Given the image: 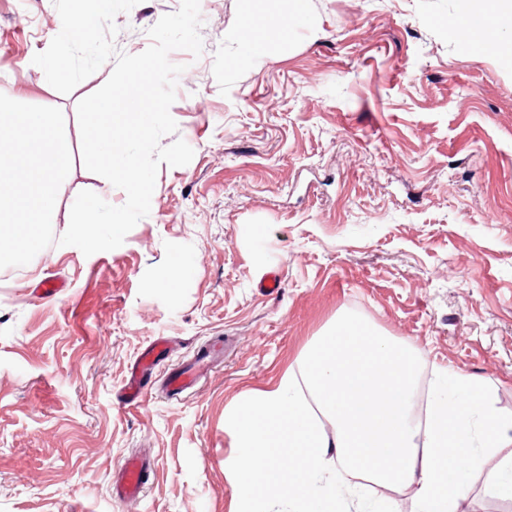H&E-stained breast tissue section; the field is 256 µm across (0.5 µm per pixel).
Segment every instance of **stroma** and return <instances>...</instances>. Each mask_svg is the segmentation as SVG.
I'll use <instances>...</instances> for the list:
<instances>
[{
    "label": "stroma",
    "instance_id": "35a3bbf8",
    "mask_svg": "<svg viewBox=\"0 0 512 512\" xmlns=\"http://www.w3.org/2000/svg\"><path fill=\"white\" fill-rule=\"evenodd\" d=\"M180 0L118 14L137 54ZM200 57L170 112L194 150L160 165L147 217L111 251L51 245L32 269L0 272V512H237L224 421L272 388L338 315L418 355L414 410L448 370L483 379L512 417V59L466 46L461 0H307L289 44L266 0L251 23L267 52L238 56L243 0H200ZM61 30L53 0H0V93L60 108L72 167L53 233L103 179L82 160L78 102L106 62L61 94L33 65ZM187 270L166 287L171 260ZM277 269L279 286L257 284ZM59 279L50 299L37 287ZM171 351L137 406L128 368L156 338ZM217 357L179 400L165 379ZM154 471L116 498L130 455ZM512 444L464 473L462 512H489L488 478ZM363 512H416L412 487L351 479Z\"/></svg>",
    "mask_w": 512,
    "mask_h": 512
}]
</instances>
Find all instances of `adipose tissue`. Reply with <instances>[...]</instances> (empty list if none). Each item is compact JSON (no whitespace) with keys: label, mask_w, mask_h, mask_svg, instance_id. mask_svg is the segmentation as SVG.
<instances>
[{"label":"adipose tissue","mask_w":512,"mask_h":512,"mask_svg":"<svg viewBox=\"0 0 512 512\" xmlns=\"http://www.w3.org/2000/svg\"><path fill=\"white\" fill-rule=\"evenodd\" d=\"M511 25L512 0H470L463 31L475 46L493 43L511 55L512 42L498 39ZM417 376L409 346L367 322L336 318L298 372L244 395L230 419L239 512H351L354 500L336 496L339 460L376 481L415 487L419 512H458L464 490L455 462L476 467L512 443V419L498 414L480 379L452 372L457 399L434 397L417 424ZM324 416L334 432L322 427Z\"/></svg>","instance_id":"1"}]
</instances>
